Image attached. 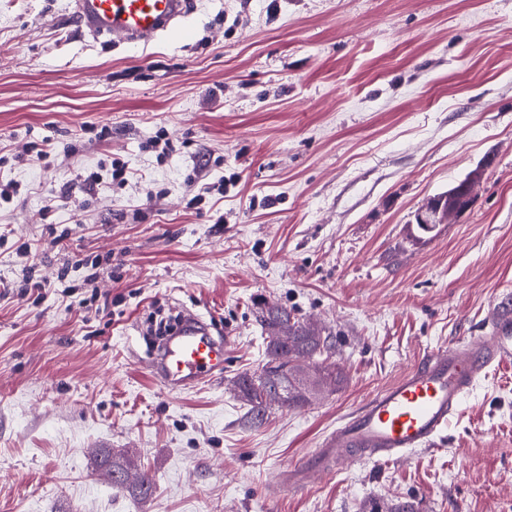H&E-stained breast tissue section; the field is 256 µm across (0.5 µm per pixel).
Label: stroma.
<instances>
[{"label": "stroma", "instance_id": "stroma-1", "mask_svg": "<svg viewBox=\"0 0 512 512\" xmlns=\"http://www.w3.org/2000/svg\"><path fill=\"white\" fill-rule=\"evenodd\" d=\"M196 3L190 39L133 48L85 35L70 0H0V180L29 188L0 210V512H512V365L430 449L280 485L512 294V0ZM160 130L161 164L144 149ZM45 139L47 168L27 160ZM110 157L129 185L85 191L77 173ZM478 167L470 207L412 240L417 209ZM199 173L238 186L195 207ZM64 284L111 305L84 317ZM163 305L228 338L222 376L175 393L152 377L143 328ZM264 305L320 323L345 380L249 427L232 380L266 359ZM106 448L136 452L149 500L112 487Z\"/></svg>", "mask_w": 512, "mask_h": 512}]
</instances>
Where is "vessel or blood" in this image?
Masks as SVG:
<instances>
[{"label":"vessel or blood","mask_w":512,"mask_h":512,"mask_svg":"<svg viewBox=\"0 0 512 512\" xmlns=\"http://www.w3.org/2000/svg\"><path fill=\"white\" fill-rule=\"evenodd\" d=\"M73 7L93 36L148 46L182 28L194 0H73ZM505 363H512L508 303L494 308L482 335L429 353L347 415L309 460L289 469V483L301 485L310 471L334 473L342 449L399 460L432 446L459 416L464 397L484 371ZM150 371L167 391L195 388L223 373L224 342L212 336L203 317L183 315Z\"/></svg>","instance_id":"1"}]
</instances>
